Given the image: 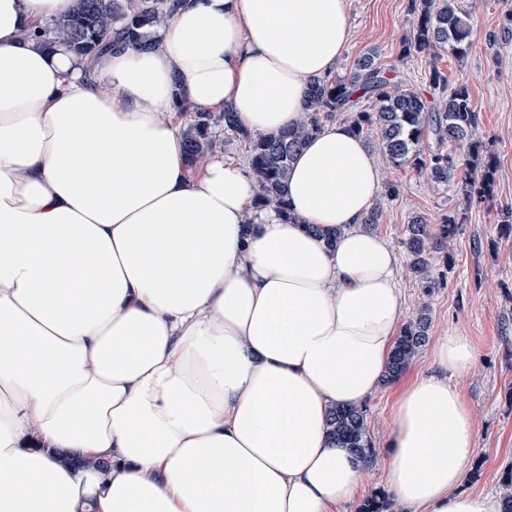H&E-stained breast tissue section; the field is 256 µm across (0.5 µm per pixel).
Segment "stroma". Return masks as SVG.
Listing matches in <instances>:
<instances>
[{
  "label": "stroma",
  "instance_id": "35a3bbf8",
  "mask_svg": "<svg viewBox=\"0 0 512 512\" xmlns=\"http://www.w3.org/2000/svg\"><path fill=\"white\" fill-rule=\"evenodd\" d=\"M457 4L472 19L471 49L461 60L447 52L434 60L403 52L415 20L411 0H349L351 37L335 74L348 76L360 58L371 54L392 82L413 89L433 106L440 93L430 87L426 77L435 65L449 84L467 85L480 114L478 135L496 164L493 199L465 208L458 195L430 183L425 175L383 162L379 165L381 182L398 185L399 194L380 196L374 230L402 255L412 217L422 215L437 224L448 213H466L452 245V263L439 288L423 295L404 268L398 279L405 316L414 315L425 304L431 318L428 341L409 367V375L428 371L432 350L445 336L462 335L473 345V366L448 379L475 420L472 464L479 474L466 478L463 487L475 494L496 495L504 469L512 466V237H500L497 230L501 207L512 205V42L498 41L495 35L512 0H457ZM398 391L394 382L382 386L368 400L376 458L353 498L337 506L336 512H356L365 496L385 489Z\"/></svg>",
  "mask_w": 512,
  "mask_h": 512
}]
</instances>
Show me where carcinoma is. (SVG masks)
<instances>
[{
    "label": "carcinoma",
    "instance_id": "1",
    "mask_svg": "<svg viewBox=\"0 0 512 512\" xmlns=\"http://www.w3.org/2000/svg\"><path fill=\"white\" fill-rule=\"evenodd\" d=\"M178 7V0H74L69 13L45 28L28 35L48 45L62 43L74 54L94 60L126 48L147 49L154 30ZM417 14L405 52L437 54L446 48L461 59L470 47L468 15L456 0H412ZM431 86L448 91L440 108L432 110L416 92L394 83L371 57L357 62L347 77L313 80L306 92L304 115L292 128L252 139L239 125L234 112H200L197 120L182 133L186 159L191 165L206 161L216 144L213 129L245 143L248 164L255 177L259 205L274 207L284 218L292 219L284 195L288 172L297 150L319 133L323 123L346 115L345 121L357 135L376 132L382 155L395 166H410L438 185L455 184L467 202L490 196L494 188L493 159L483 157L485 146L476 139L479 112L464 83L448 88V79L438 66H432ZM365 98L368 108L352 111L355 100ZM434 138L436 148L424 150L423 140ZM461 218L447 215L439 224L416 216L407 225L404 241L412 278L423 288H437L441 276L434 266V255L450 260L448 247L461 229ZM430 317L420 308L400 330L387 366L384 384H391L407 370L428 340ZM329 435L341 448L351 449L363 463L374 460L376 449L367 421V406L333 408ZM503 512H512V470L500 478ZM388 494L376 492L359 505L357 512H390Z\"/></svg>",
    "mask_w": 512,
    "mask_h": 512
}]
</instances>
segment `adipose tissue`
I'll return each instance as SVG.
<instances>
[{
    "label": "adipose tissue",
    "instance_id": "adipose-tissue-1",
    "mask_svg": "<svg viewBox=\"0 0 512 512\" xmlns=\"http://www.w3.org/2000/svg\"><path fill=\"white\" fill-rule=\"evenodd\" d=\"M73 2L0 0V512H336L365 466L329 414L376 392L403 317L400 257L362 226L379 166L324 124L291 224L242 164L187 165L174 103L292 126L349 0H184L150 49L95 61L29 35ZM474 359L449 336L398 396L400 512H501L461 489L474 419L448 377Z\"/></svg>",
    "mask_w": 512,
    "mask_h": 512
}]
</instances>
